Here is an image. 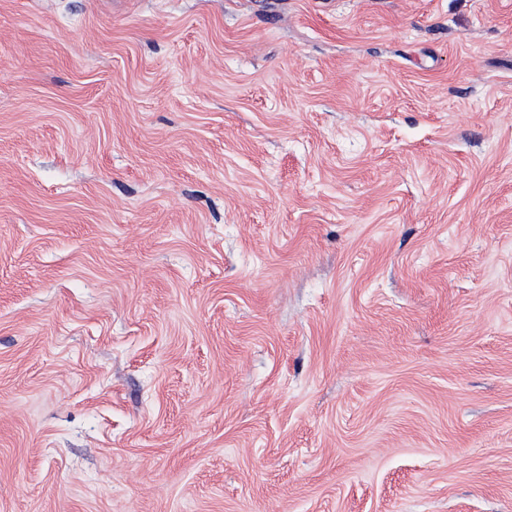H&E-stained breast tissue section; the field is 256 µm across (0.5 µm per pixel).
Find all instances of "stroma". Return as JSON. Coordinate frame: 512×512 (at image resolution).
I'll return each instance as SVG.
<instances>
[{
    "instance_id": "1",
    "label": "stroma",
    "mask_w": 512,
    "mask_h": 512,
    "mask_svg": "<svg viewBox=\"0 0 512 512\" xmlns=\"http://www.w3.org/2000/svg\"><path fill=\"white\" fill-rule=\"evenodd\" d=\"M0 512H512V0H0Z\"/></svg>"
}]
</instances>
